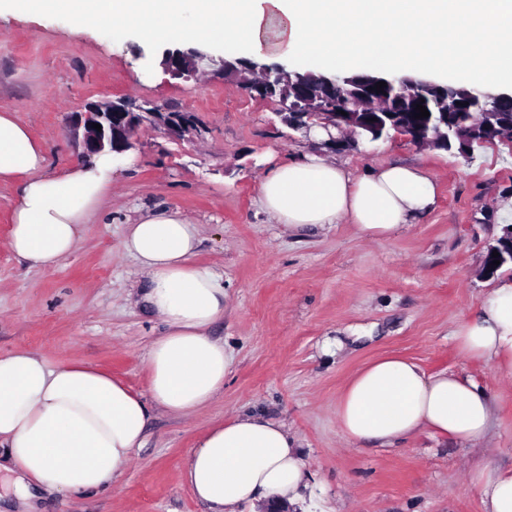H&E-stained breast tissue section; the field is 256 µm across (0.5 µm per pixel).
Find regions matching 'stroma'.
<instances>
[{
  "label": "stroma",
  "instance_id": "35a3bbf8",
  "mask_svg": "<svg viewBox=\"0 0 512 512\" xmlns=\"http://www.w3.org/2000/svg\"><path fill=\"white\" fill-rule=\"evenodd\" d=\"M163 51L133 29L78 31L62 15L0 13V113L41 141L46 174L80 161L68 121L92 104L129 97L195 113L206 127L192 141L139 129L113 167L100 223L53 269L10 251L16 189L0 184V354L80 359L147 394L145 356L164 326L142 302L144 278L120 242L127 225L168 208L198 230L194 265L224 281V318L212 334L231 357L205 409L157 412L121 477L86 495L41 489L38 512H208L183 480L186 458L211 427L246 413L287 426L309 461L304 495L329 512H484L470 473L512 468V376L465 355L453 332L491 281L483 260L502 230L497 211L512 199V143L468 159L399 137L336 151L357 176L381 162L422 166L436 185L434 210L379 240L347 224L291 236L262 211L259 183L313 142L282 123L277 99L229 79L165 74ZM390 355L485 388L493 417L484 440L348 441L341 393L361 367Z\"/></svg>",
  "mask_w": 512,
  "mask_h": 512
}]
</instances>
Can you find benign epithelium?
Returning <instances> with one entry per match:
<instances>
[{
  "label": "benign epithelium",
  "mask_w": 512,
  "mask_h": 512,
  "mask_svg": "<svg viewBox=\"0 0 512 512\" xmlns=\"http://www.w3.org/2000/svg\"><path fill=\"white\" fill-rule=\"evenodd\" d=\"M213 63L212 57L194 49L168 48L163 54L165 71L174 78L190 77L197 71ZM217 74L234 78L242 88L258 97H267L276 91L281 106V120L295 131H310L314 126L332 127L340 132L357 128L370 129L367 141L372 143L384 137L401 136L418 145L437 147L448 139V133L436 125L427 128L405 118L408 109H401L399 119L393 121L392 130L380 133L379 128H371L367 123L361 103L375 98L376 83L384 81V92L392 93L405 101H417L426 97L446 101L458 93L454 87L437 85L425 78L413 75H374L357 74L351 78L323 74L315 83L325 92L312 96L309 81L297 77L301 93L295 94L286 84V70L281 66H258L251 59L237 57L223 61ZM467 96L474 99L484 114L485 120L471 127L474 137L493 142L499 140L512 143V124L502 122L503 106L512 105V94H496L478 87L467 89ZM101 125V130L92 124ZM151 125L163 134L181 140L185 137L198 138L205 132L190 112H174L158 106L145 108L130 98H118L104 106L91 105L84 112L75 113L69 124L72 133L84 128V149L86 156H94L106 150L119 156L130 150L136 129L141 125Z\"/></svg>",
  "instance_id": "7a95c632"
}]
</instances>
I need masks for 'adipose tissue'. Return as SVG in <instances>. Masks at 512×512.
I'll return each mask as SVG.
<instances>
[{
	"instance_id": "ef3b65f1",
	"label": "adipose tissue",
	"mask_w": 512,
	"mask_h": 512,
	"mask_svg": "<svg viewBox=\"0 0 512 512\" xmlns=\"http://www.w3.org/2000/svg\"><path fill=\"white\" fill-rule=\"evenodd\" d=\"M25 15L64 14L76 30L137 29L157 43H231L269 56L314 60L332 71H450L458 84L512 85V0H7ZM43 145L11 113H0V183L18 187L10 250L35 268H55L97 223L112 186L111 154L46 175ZM260 201L284 232L328 230L344 220L368 239L417 223L436 205L421 167L383 163L356 177L322 154L275 165ZM196 227L161 209L127 225L121 242L145 275L142 300L165 326L146 363L140 396L86 362L49 364L41 355H0V459L16 478L24 512L37 487L88 494L108 485L141 447L157 411L186 416L224 386L228 358L211 334L224 317V286L192 264ZM469 356L512 375V279L503 278L459 323ZM487 391L454 373L426 374L415 362L378 358L344 388L338 408L351 441L391 444L426 431L462 443L488 433ZM183 478L210 512H257L270 500L295 504L307 462L283 423L237 415L213 426L186 460ZM472 481L484 512H512V469L479 470Z\"/></svg>"
}]
</instances>
